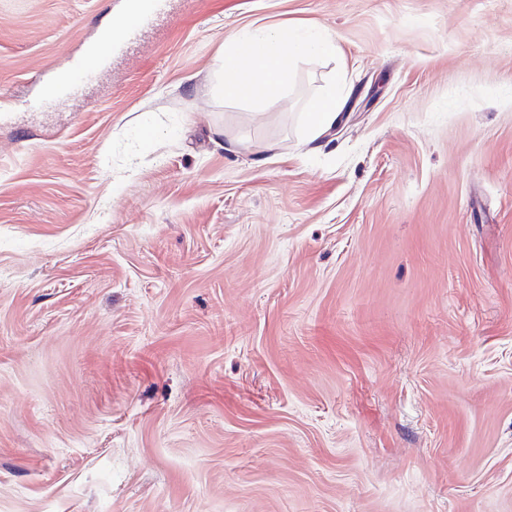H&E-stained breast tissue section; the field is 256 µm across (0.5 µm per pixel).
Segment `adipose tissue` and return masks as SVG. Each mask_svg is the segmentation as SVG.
I'll return each instance as SVG.
<instances>
[{"label":"adipose tissue","mask_w":512,"mask_h":512,"mask_svg":"<svg viewBox=\"0 0 512 512\" xmlns=\"http://www.w3.org/2000/svg\"><path fill=\"white\" fill-rule=\"evenodd\" d=\"M335 52V38L318 26L249 31L226 47L223 78L215 91L229 100L266 101L287 87L298 59ZM343 91V78L338 75L328 90L309 102L303 128L307 142H320L341 123Z\"/></svg>","instance_id":"ef3b65f1"}]
</instances>
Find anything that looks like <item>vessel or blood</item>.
<instances>
[{
    "instance_id": "vessel-or-blood-1",
    "label": "vessel or blood",
    "mask_w": 512,
    "mask_h": 512,
    "mask_svg": "<svg viewBox=\"0 0 512 512\" xmlns=\"http://www.w3.org/2000/svg\"><path fill=\"white\" fill-rule=\"evenodd\" d=\"M160 0H130L126 11L115 20L110 33L103 36L88 56L74 62L64 77L49 85L42 105L50 106L75 97L82 82L111 59L123 37L135 36L154 19Z\"/></svg>"
}]
</instances>
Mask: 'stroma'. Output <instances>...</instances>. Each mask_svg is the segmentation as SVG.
I'll return each instance as SVG.
<instances>
[{"label":"stroma","mask_w":512,"mask_h":512,"mask_svg":"<svg viewBox=\"0 0 512 512\" xmlns=\"http://www.w3.org/2000/svg\"><path fill=\"white\" fill-rule=\"evenodd\" d=\"M126 6L0 0V512H512V0H167L39 107ZM336 49L335 38L319 26L248 31L225 48L223 78L215 91L236 101L272 99L288 86L298 59L335 55ZM344 84L341 74L335 75L330 88L312 99L304 112V136L307 143H319L342 122Z\"/></svg>","instance_id":"stroma-1"}]
</instances>
